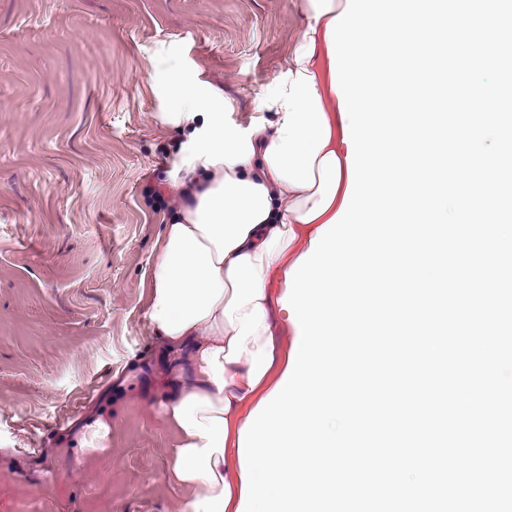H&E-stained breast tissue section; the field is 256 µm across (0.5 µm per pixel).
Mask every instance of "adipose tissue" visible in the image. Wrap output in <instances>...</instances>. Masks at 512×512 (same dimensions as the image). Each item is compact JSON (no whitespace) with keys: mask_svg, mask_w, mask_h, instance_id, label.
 <instances>
[{"mask_svg":"<svg viewBox=\"0 0 512 512\" xmlns=\"http://www.w3.org/2000/svg\"><path fill=\"white\" fill-rule=\"evenodd\" d=\"M343 9L342 0H304L285 68L243 125L199 66L173 64L165 46L150 61L154 119L175 135L164 184L180 203L165 225L147 316L172 372L163 413L178 436L169 478L184 494L181 512H236L242 472L230 440L276 363L282 303L270 284L343 202V122L317 71L326 25Z\"/></svg>","mask_w":512,"mask_h":512,"instance_id":"1","label":"adipose tissue"}]
</instances>
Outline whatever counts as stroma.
<instances>
[{
    "mask_svg": "<svg viewBox=\"0 0 512 512\" xmlns=\"http://www.w3.org/2000/svg\"><path fill=\"white\" fill-rule=\"evenodd\" d=\"M302 0H0V512H180L168 365L147 325L173 137L143 76L199 64L234 121L283 71ZM112 412L105 452L77 431Z\"/></svg>",
    "mask_w": 512,
    "mask_h": 512,
    "instance_id": "35a3bbf8",
    "label": "stroma"
}]
</instances>
